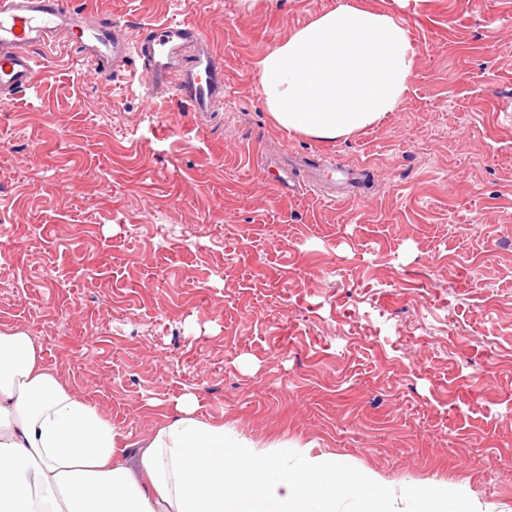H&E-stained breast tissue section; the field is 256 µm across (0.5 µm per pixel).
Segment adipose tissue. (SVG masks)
Here are the masks:
<instances>
[{
    "mask_svg": "<svg viewBox=\"0 0 512 512\" xmlns=\"http://www.w3.org/2000/svg\"><path fill=\"white\" fill-rule=\"evenodd\" d=\"M416 55L391 13L341 0L258 60L263 104L290 132L347 140L397 109ZM340 483L375 479L307 447L230 438L190 393L150 434H125L45 366L36 337L0 331V512H336ZM404 497L407 512H479L444 484Z\"/></svg>",
    "mask_w": 512,
    "mask_h": 512,
    "instance_id": "adipose-tissue-1",
    "label": "adipose tissue"
}]
</instances>
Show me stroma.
I'll use <instances>...</instances> for the list:
<instances>
[{"mask_svg": "<svg viewBox=\"0 0 512 512\" xmlns=\"http://www.w3.org/2000/svg\"><path fill=\"white\" fill-rule=\"evenodd\" d=\"M338 2L72 0L132 38L195 24L226 98L189 112L43 56L0 107V329L133 436L191 393L258 446L376 475L393 512L429 481L512 512V0H358L408 26L414 78L324 144L271 118L257 61ZM330 157L364 166L360 197L321 199Z\"/></svg>", "mask_w": 512, "mask_h": 512, "instance_id": "obj_1", "label": "stroma"}]
</instances>
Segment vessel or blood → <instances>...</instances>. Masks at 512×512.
<instances>
[{"mask_svg":"<svg viewBox=\"0 0 512 512\" xmlns=\"http://www.w3.org/2000/svg\"><path fill=\"white\" fill-rule=\"evenodd\" d=\"M60 43L74 47L83 66L106 81L142 60L146 96L170 99L190 112L211 111L224 97V60L192 23L152 24L131 41L69 0H0L1 105L30 86L40 63L36 50ZM190 47L195 53L189 58Z\"/></svg>","mask_w":512,"mask_h":512,"instance_id":"obj_1","label":"vessel or blood"}]
</instances>
